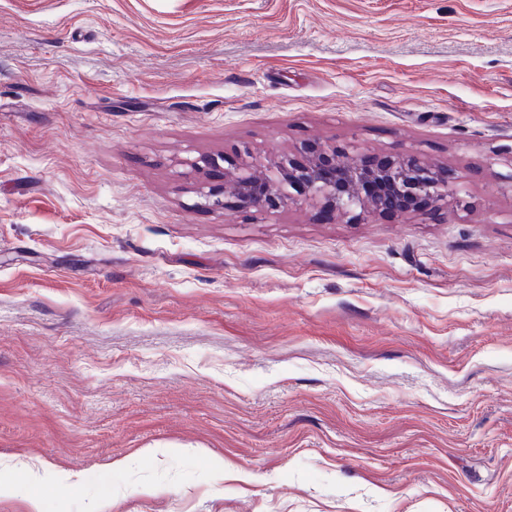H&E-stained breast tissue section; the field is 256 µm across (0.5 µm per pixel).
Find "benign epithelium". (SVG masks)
Instances as JSON below:
<instances>
[{
	"label": "benign epithelium",
	"mask_w": 512,
	"mask_h": 512,
	"mask_svg": "<svg viewBox=\"0 0 512 512\" xmlns=\"http://www.w3.org/2000/svg\"><path fill=\"white\" fill-rule=\"evenodd\" d=\"M352 146L302 147L301 157H281L263 171L240 154L220 183L200 187L204 204L223 209L228 200L244 208L275 209L308 203L364 220L376 212L420 211L428 206L469 207L459 177L425 163L415 152L371 161L349 157Z\"/></svg>",
	"instance_id": "1"
}]
</instances>
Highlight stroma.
<instances>
[{
    "mask_svg": "<svg viewBox=\"0 0 512 512\" xmlns=\"http://www.w3.org/2000/svg\"><path fill=\"white\" fill-rule=\"evenodd\" d=\"M347 142L468 208L200 197ZM510 172L512 0H0V512H512Z\"/></svg>",
    "mask_w": 512,
    "mask_h": 512,
    "instance_id": "35a3bbf8",
    "label": "stroma"
}]
</instances>
